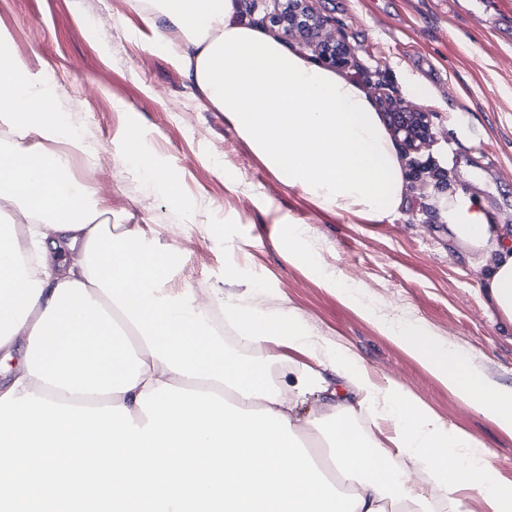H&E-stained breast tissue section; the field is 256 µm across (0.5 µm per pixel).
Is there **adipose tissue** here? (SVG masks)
Wrapping results in <instances>:
<instances>
[{"label": "adipose tissue", "instance_id": "ef3b65f1", "mask_svg": "<svg viewBox=\"0 0 512 512\" xmlns=\"http://www.w3.org/2000/svg\"><path fill=\"white\" fill-rule=\"evenodd\" d=\"M161 20L156 41L190 83L288 186L325 211L393 222L405 204L397 148L365 92L234 19L233 0H134ZM39 75L0 50V352H23L0 385V504L38 498L43 512H431L396 454L434 471L453 512L478 491L487 512H512L494 452L362 362L320 342L292 311L163 288V250L73 176L81 132L51 114ZM438 207L448 239L483 272L489 302L512 326V228L456 191ZM288 252L365 314L467 407L512 432V387L489 383L423 323L366 303L323 266L306 231L288 224ZM220 305L246 344L318 357L287 389L264 365L229 356L206 317ZM330 369L359 397L332 390ZM324 395L321 411L298 405ZM392 423L391 450L356 421ZM323 437L321 453L302 442Z\"/></svg>", "mask_w": 512, "mask_h": 512}]
</instances>
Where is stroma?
I'll return each mask as SVG.
<instances>
[{"label":"stroma","mask_w":512,"mask_h":512,"mask_svg":"<svg viewBox=\"0 0 512 512\" xmlns=\"http://www.w3.org/2000/svg\"><path fill=\"white\" fill-rule=\"evenodd\" d=\"M341 34L370 100L421 79L429 145L401 150L408 190L402 216L366 224L318 208L272 174L209 108L181 66L154 43L132 0H0V36L42 76L59 75L50 107L79 128L87 152L75 179L96 190L116 224L179 251L169 285L192 283L225 299L295 310L321 339L355 353L378 383L393 380L451 429L480 437L512 485V434L463 406L366 316L301 264L275 220L307 231L320 261L385 313L421 320L489 382L512 385V327L500 324L480 273L449 242L437 206L472 192L497 224L512 225V0H315ZM165 167L178 197L140 175L141 154ZM268 208H261V201Z\"/></svg>","instance_id":"1"}]
</instances>
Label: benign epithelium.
Listing matches in <instances>:
<instances>
[{
    "label": "benign epithelium",
    "mask_w": 512,
    "mask_h": 512,
    "mask_svg": "<svg viewBox=\"0 0 512 512\" xmlns=\"http://www.w3.org/2000/svg\"><path fill=\"white\" fill-rule=\"evenodd\" d=\"M267 19L270 26L281 28L287 35H305L316 42V52L326 65L334 68L350 65V54L345 43L340 36L326 31L327 20L315 10L312 0H279L277 8ZM397 132L410 149H418L432 137L427 113H413L412 125L399 128Z\"/></svg>",
    "instance_id": "7a95c632"
}]
</instances>
